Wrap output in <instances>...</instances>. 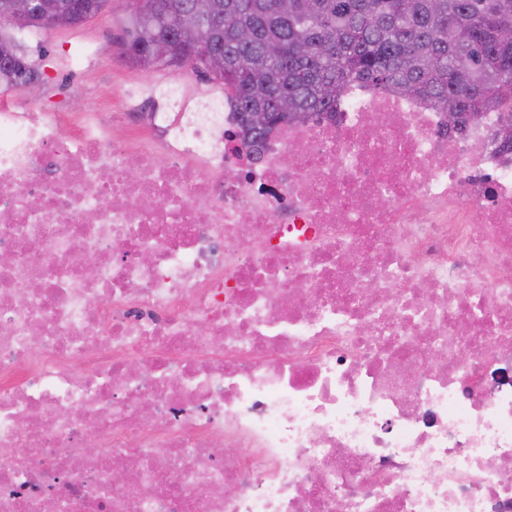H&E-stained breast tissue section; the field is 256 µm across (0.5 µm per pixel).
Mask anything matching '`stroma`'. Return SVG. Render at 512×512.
<instances>
[{"instance_id":"35a3bbf8","label":"stroma","mask_w":512,"mask_h":512,"mask_svg":"<svg viewBox=\"0 0 512 512\" xmlns=\"http://www.w3.org/2000/svg\"><path fill=\"white\" fill-rule=\"evenodd\" d=\"M128 0H110L106 8L82 26L24 32L20 40L38 68L37 81L7 98L16 105L39 102L46 111L91 109L96 100L107 99L113 111L126 109L128 95L142 98V111H153L159 82L186 80L189 97L197 98L216 89V82L202 73L185 78L181 66L143 71L132 67L120 55L124 36L122 19Z\"/></svg>"}]
</instances>
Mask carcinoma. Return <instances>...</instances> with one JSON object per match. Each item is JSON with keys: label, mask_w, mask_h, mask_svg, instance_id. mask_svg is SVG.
I'll return each instance as SVG.
<instances>
[{"label": "carcinoma", "mask_w": 512, "mask_h": 512, "mask_svg": "<svg viewBox=\"0 0 512 512\" xmlns=\"http://www.w3.org/2000/svg\"><path fill=\"white\" fill-rule=\"evenodd\" d=\"M57 26H79L88 0H56ZM209 48L190 65L224 85L256 153L280 123L336 110L356 84L395 87L450 114L454 132L489 108L512 129V0H209ZM0 0V91L38 73L5 21ZM195 0H129L127 60L146 67L148 46L177 41L195 23ZM247 31L249 38L239 37ZM254 112L270 123L258 129Z\"/></svg>", "instance_id": "cac0c4a2"}]
</instances>
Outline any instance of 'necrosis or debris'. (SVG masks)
<instances>
[{
    "instance_id": "4bbe7bcc",
    "label": "necrosis or debris",
    "mask_w": 512,
    "mask_h": 512,
    "mask_svg": "<svg viewBox=\"0 0 512 512\" xmlns=\"http://www.w3.org/2000/svg\"><path fill=\"white\" fill-rule=\"evenodd\" d=\"M166 97L0 103V512H512L499 112Z\"/></svg>"
}]
</instances>
